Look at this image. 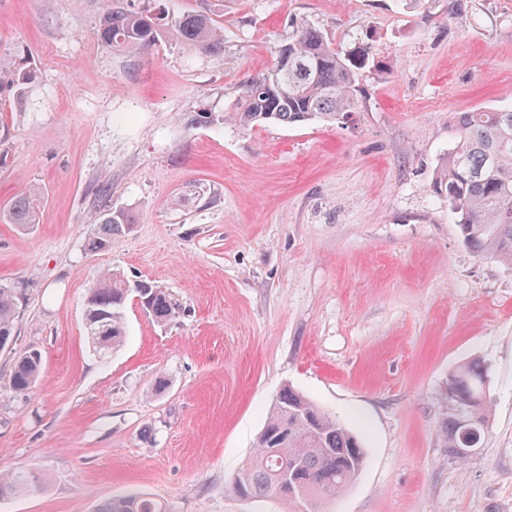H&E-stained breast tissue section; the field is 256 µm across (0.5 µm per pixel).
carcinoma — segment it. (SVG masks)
I'll use <instances>...</instances> for the list:
<instances>
[{
    "label": "carcinoma",
    "instance_id": "obj_1",
    "mask_svg": "<svg viewBox=\"0 0 512 512\" xmlns=\"http://www.w3.org/2000/svg\"><path fill=\"white\" fill-rule=\"evenodd\" d=\"M202 54L224 48V34L205 13H188L167 20L160 11H136L116 0L97 27L100 40L114 50L136 52L155 44L161 32ZM369 52L365 47L343 52L320 30L306 23L293 26L288 42L274 62L248 78L241 93L225 107L223 120L243 128L268 122L302 124L313 120H346L358 109L356 81ZM35 74L25 68H0V89L18 91ZM434 191L448 198L466 247L478 258L492 259L512 268V106L461 112L456 119L454 146L436 170ZM40 199L17 196L8 210L11 224H36ZM131 224L123 209L107 210L97 219L88 238L91 251L105 248L112 236ZM136 297L155 322L176 317L178 306L164 289L149 282L130 284L117 270L102 272L84 309L87 335L93 349L107 355L125 338L124 311ZM15 302L8 288L0 287V344L12 340ZM40 353L20 354L10 384L18 393L35 387L41 368ZM488 371L473 359L448 374L445 394L446 448L456 461L469 460L453 449L470 438L479 448L488 432L490 404L480 396ZM360 437L305 395L284 388L271 404L266 423L256 438L253 456L241 467L242 487L249 498H277L289 512H302L307 504L336 497L356 479L365 462ZM37 483L26 472L0 474V500ZM98 512H167L161 503L139 494L114 497Z\"/></svg>",
    "mask_w": 512,
    "mask_h": 512
}]
</instances>
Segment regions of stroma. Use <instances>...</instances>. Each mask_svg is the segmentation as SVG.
<instances>
[{
	"mask_svg": "<svg viewBox=\"0 0 512 512\" xmlns=\"http://www.w3.org/2000/svg\"><path fill=\"white\" fill-rule=\"evenodd\" d=\"M467 2L452 19L448 0H131L208 14L224 49L203 55L165 35L136 53L106 47L96 23L112 0H0V67L35 73L24 96L0 93V285L16 302L0 474L39 478L0 512H95L131 492L169 512H286L231 478L287 385L366 447L322 512H512V269L475 257L433 190L455 115L512 103V0ZM296 21L368 46L359 111L343 124L222 121ZM203 104L216 117L193 125ZM31 190L38 223H8ZM108 207L131 223L89 252ZM112 268L164 288L179 314L159 324L129 300L126 341L102 358L83 312ZM27 350L43 368L19 394L10 375ZM474 357L492 415L458 462L444 394Z\"/></svg>",
	"mask_w": 512,
	"mask_h": 512,
	"instance_id": "obj_1",
	"label": "stroma"
}]
</instances>
